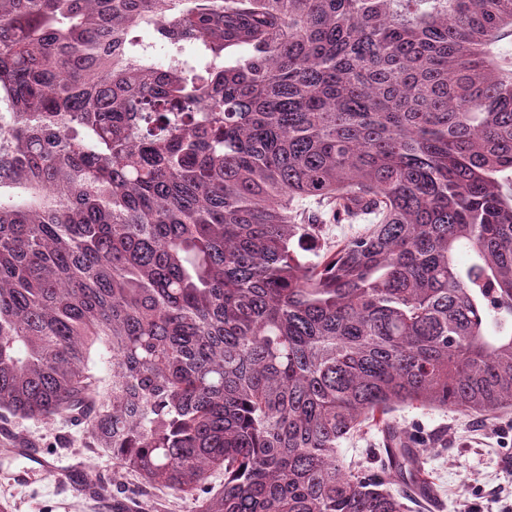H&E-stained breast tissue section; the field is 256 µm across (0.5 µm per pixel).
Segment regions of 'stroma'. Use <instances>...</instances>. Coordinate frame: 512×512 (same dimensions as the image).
<instances>
[{
    "label": "stroma",
    "instance_id": "1",
    "mask_svg": "<svg viewBox=\"0 0 512 512\" xmlns=\"http://www.w3.org/2000/svg\"><path fill=\"white\" fill-rule=\"evenodd\" d=\"M393 418L402 430L437 440L425 467L442 503L439 512H512V411L484 420L452 409L399 406ZM14 441L40 450L51 465H81L87 476L108 482L116 498L137 493L142 512H194L190 496L143 485L116 467L76 422L0 417V446ZM18 466L0 458V507L6 512H112L109 503L85 497L78 481L15 483Z\"/></svg>",
    "mask_w": 512,
    "mask_h": 512
}]
</instances>
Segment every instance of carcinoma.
Listing matches in <instances>:
<instances>
[{"label":"carcinoma","mask_w":512,"mask_h":512,"mask_svg":"<svg viewBox=\"0 0 512 512\" xmlns=\"http://www.w3.org/2000/svg\"><path fill=\"white\" fill-rule=\"evenodd\" d=\"M511 32L512 0H0V412L85 419L195 512L441 507L392 412L512 410ZM364 426L378 466L340 463ZM363 224H324L321 236L314 243V248L323 249L336 245L353 236Z\"/></svg>","instance_id":"cac0c4a2"}]
</instances>
